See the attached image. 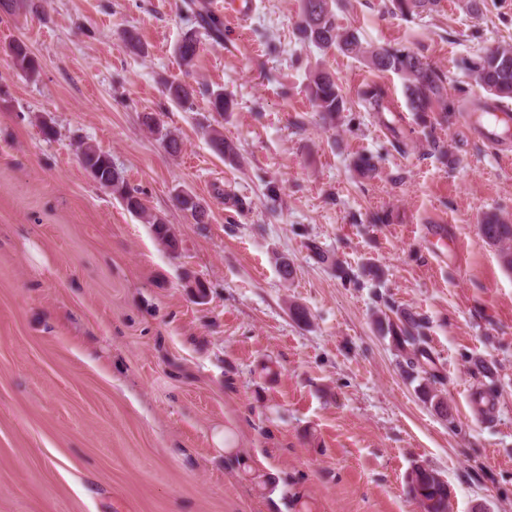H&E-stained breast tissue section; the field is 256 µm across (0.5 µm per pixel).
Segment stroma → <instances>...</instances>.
<instances>
[{
	"instance_id": "obj_1",
	"label": "stroma",
	"mask_w": 512,
	"mask_h": 512,
	"mask_svg": "<svg viewBox=\"0 0 512 512\" xmlns=\"http://www.w3.org/2000/svg\"><path fill=\"white\" fill-rule=\"evenodd\" d=\"M36 2L0 9V512H420L416 464L447 481L448 512H512V271L478 230L492 209L512 220V144L463 113L418 127L399 76L298 41L300 0H256L220 40L200 31L189 68L183 0ZM465 3L406 20L386 0H336V15L364 42L423 53L455 97L463 57L512 45V5ZM19 40L36 78L13 63ZM316 64L348 99L333 128L306 94ZM173 81L223 88L235 108H180ZM373 82L381 120L359 100ZM215 131L236 160L212 151ZM83 142L178 250L89 176ZM181 190L206 223L174 207ZM402 308L426 322L448 416L374 323ZM200 41L195 29H189L184 33L177 46L179 58L185 66H191L200 52ZM361 101L367 112H376L379 119L383 118V112H390V101L386 88L380 84L372 83L361 91Z\"/></svg>"
}]
</instances>
